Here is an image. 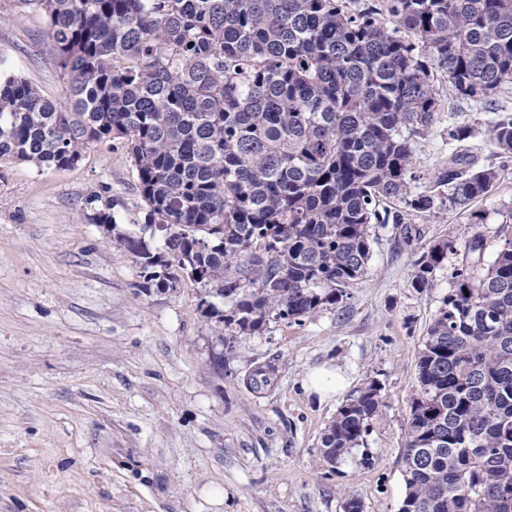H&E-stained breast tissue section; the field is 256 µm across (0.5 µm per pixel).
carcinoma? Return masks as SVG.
I'll return each instance as SVG.
<instances>
[{"label":"carcinoma","instance_id":"1","mask_svg":"<svg viewBox=\"0 0 512 512\" xmlns=\"http://www.w3.org/2000/svg\"><path fill=\"white\" fill-rule=\"evenodd\" d=\"M25 2L45 16L70 109L0 74V164L65 169L124 143L164 246H118L162 286L174 265L198 271L207 314L237 335L340 303L368 271L371 226L402 223L384 204L466 207L497 180L458 152L436 179L447 192L415 194L413 143L435 121L431 68L466 99L512 84V0ZM489 138L512 154V113ZM454 254L431 247L410 287H432ZM452 279L417 360L399 512H512V225L488 264L474 238ZM274 376L259 365L245 383L261 393ZM381 390L338 409L328 462L364 443Z\"/></svg>","mask_w":512,"mask_h":512}]
</instances>
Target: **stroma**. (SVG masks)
Instances as JSON below:
<instances>
[{"label": "stroma", "mask_w": 512, "mask_h": 512, "mask_svg": "<svg viewBox=\"0 0 512 512\" xmlns=\"http://www.w3.org/2000/svg\"><path fill=\"white\" fill-rule=\"evenodd\" d=\"M0 69L68 109L43 16L22 0H0ZM433 76L438 110L413 144L412 190L432 193L466 147L497 170L490 194L373 225L369 271L342 303L270 321L230 346L187 270L170 268L174 287L157 288L116 246L120 235L155 251L164 243L145 224L122 144L89 146L65 170L0 166V512H345L352 499L363 512H398L418 354L450 268L477 236L492 260L512 222V157L488 135L512 113V88L476 104ZM463 126L466 142L449 139ZM103 212L115 223H97ZM446 238L456 244L448 268L426 292L410 288L414 260ZM263 364L275 381L259 394L244 379ZM320 365L348 374L346 394L323 402L303 389ZM372 380L383 405L363 445L326 463L327 426Z\"/></svg>", "instance_id": "stroma-1"}]
</instances>
